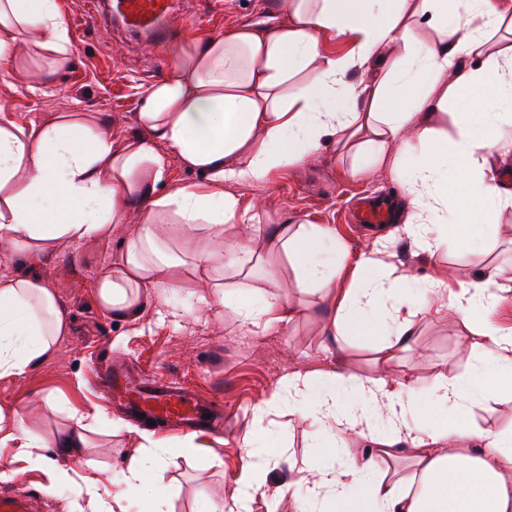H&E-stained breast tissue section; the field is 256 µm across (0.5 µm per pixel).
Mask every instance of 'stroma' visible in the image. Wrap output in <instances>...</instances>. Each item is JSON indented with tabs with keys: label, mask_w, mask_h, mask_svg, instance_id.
<instances>
[{
	"label": "stroma",
	"mask_w": 512,
	"mask_h": 512,
	"mask_svg": "<svg viewBox=\"0 0 512 512\" xmlns=\"http://www.w3.org/2000/svg\"><path fill=\"white\" fill-rule=\"evenodd\" d=\"M72 36L68 64L52 78L46 94H31L47 66L46 55H31L26 67L14 70L0 64V91L8 93L7 112L18 125L39 124L47 117L75 110L86 112L118 137L136 130L135 115L144 89L161 79L174 65L187 39L223 35L225 28L251 23L275 27L281 20L279 7L270 0H222L220 11H207L196 0L190 16L175 22L171 40L163 46L142 44L121 49L110 44L91 16L89 0H57ZM353 159L337 156L331 142H323L312 156L279 171L268 180L234 186L242 203L257 205L264 224H320L335 234L350 258L370 250L376 231L355 223L354 215L365 202L400 203L399 219H406L408 199L389 168L377 172H353ZM134 222L116 225L111 238L82 243L63 242L50 255L17 268L12 259L0 258V276L25 271L55 289L69 327L52 354L34 366L26 377L0 378V407L15 409L35 435L53 438L67 426L65 408L96 406V432L89 435L85 458L91 466L76 465L78 474L96 467L102 496L123 488L122 469L138 445L140 421L111 402L99 375L109 366H124L137 376L174 380L189 392L208 398L213 410L223 412L224 426L214 433L195 434L193 451L181 444L184 432L167 426L154 427L156 438L169 448V464L157 492L168 495L173 512H210L228 504L244 466V439L267 446L262 433L268 423L257 407L295 372H325L344 366L355 379L375 368L373 344L350 339L325 349L322 326L325 319L323 293L299 284L285 257L274 256L290 288L288 298L304 309L302 318L290 325H275L254 336L232 316L216 323L210 312V293L156 289L140 317L133 322L113 319L94 295V284L103 269L124 249L134 235ZM512 255V207L501 210L496 234L482 245L466 250L448 243L427 255L410 242L395 241L387 261L403 264L415 276L409 285L413 298L424 294L426 278L452 276L469 282L485 278L489 270ZM470 334L456 322L425 319L407 348L395 349L390 362L393 373H410L422 399V419L434 423L437 409L431 389L438 365L449 376L465 377L474 361L468 356ZM53 407H46L45 399ZM467 422L475 427L512 429V392L501 390L471 405ZM316 428L309 421L292 417L283 437V455L266 482V493L278 496L280 512H290L305 474ZM16 475L1 483L4 488L32 499L33 512H65L74 490L51 486L39 470L27 469L19 449L0 447V468Z\"/></svg>",
	"instance_id": "35a3bbf8"
}]
</instances>
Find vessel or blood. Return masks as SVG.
Returning a JSON list of instances; mask_svg holds the SVG:
<instances>
[{"mask_svg":"<svg viewBox=\"0 0 512 512\" xmlns=\"http://www.w3.org/2000/svg\"><path fill=\"white\" fill-rule=\"evenodd\" d=\"M178 7L175 0H96L94 16L109 17L110 26L131 42H164L168 24ZM129 391L127 408L131 413L162 421L175 420L187 425L201 421L204 407L170 382L143 380L139 389Z\"/></svg>","mask_w":512,"mask_h":512,"instance_id":"1","label":"vessel or blood"}]
</instances>
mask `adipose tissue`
Instances as JSON below:
<instances>
[{"label":"adipose tissue","mask_w":512,"mask_h":512,"mask_svg":"<svg viewBox=\"0 0 512 512\" xmlns=\"http://www.w3.org/2000/svg\"><path fill=\"white\" fill-rule=\"evenodd\" d=\"M512 0H284L274 28L239 25L223 36L192 38L176 63L144 93L137 132L122 145L81 112L59 113L22 128L0 113V251L19 262L49 253L61 240L106 239L137 215V231L94 285L102 308L137 318L148 289L189 288L209 281L216 316L231 314L253 334L300 319L287 295L242 300L223 289L225 265L249 274L256 252L236 243L216 253L224 227L259 230V211L242 205L232 185L264 181L332 140L338 155L361 168L389 166L411 205L399 227L384 230L358 260L318 224H277L267 247L293 260L302 281L323 290L326 333L380 340L391 350L435 314L469 328L481 384L441 377L434 389L438 424L420 419L411 375L378 373L357 380L338 368L296 373L263 402L260 413L289 409L315 423L332 420L337 434L321 442L329 464L313 463L300 482L296 512H512V430L460 434L478 447L452 448L448 425L465 403L512 383V337L486 324L499 293L512 290V267L445 290L430 281L425 302L407 291L406 269L382 264L378 252L403 237L435 253L443 237L463 247L494 235L493 215L512 206V188L490 162L512 148L492 136L512 124ZM63 67L71 42L57 0H0V62L23 66L22 44ZM350 38L351 50L329 42ZM452 116L453 132L440 123ZM200 174L170 180L172 162ZM173 215L194 248L162 247L161 217ZM67 330L57 294L42 279L0 278V378L24 376L47 358ZM348 434L369 437L363 458L343 446ZM23 449L51 484L71 486L68 512H129L166 464L167 449L148 431L123 470L126 490L103 498L98 479L52 463L41 440L10 408H0V447ZM412 449L413 467L390 465ZM244 474L229 512H253L258 491L277 465L275 451H245Z\"/></svg>","instance_id":"obj_1"}]
</instances>
